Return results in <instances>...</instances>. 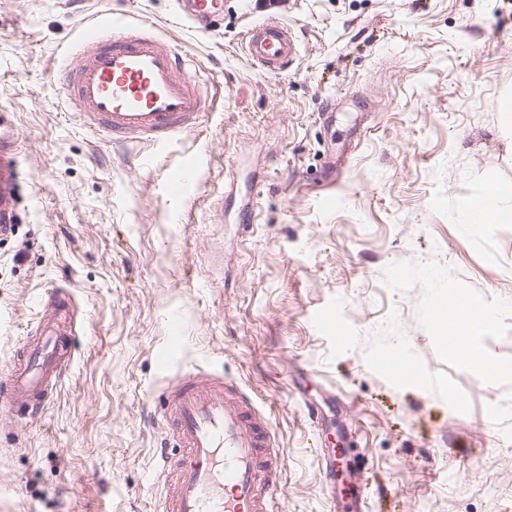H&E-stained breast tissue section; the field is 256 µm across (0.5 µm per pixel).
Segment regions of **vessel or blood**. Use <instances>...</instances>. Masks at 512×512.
I'll use <instances>...</instances> for the list:
<instances>
[{
  "mask_svg": "<svg viewBox=\"0 0 512 512\" xmlns=\"http://www.w3.org/2000/svg\"><path fill=\"white\" fill-rule=\"evenodd\" d=\"M219 0H187L181 12L193 27L208 28ZM76 56L62 91L75 102L84 127L115 142L161 144L194 129L216 107L188 65L153 23L104 9L76 27ZM246 56L264 74L285 71L298 53L287 25L269 20L248 29ZM18 137L0 124V222L16 205ZM197 180L187 162L172 171L168 188L185 190ZM44 339L15 356L0 396L20 418L41 417L57 392L73 344L60 340L53 317L42 323ZM166 431L176 454L161 457L159 512H284L280 447L269 414L223 374L198 368L170 377L148 419Z\"/></svg>",
  "mask_w": 512,
  "mask_h": 512,
  "instance_id": "obj_1",
  "label": "vessel or blood"
}]
</instances>
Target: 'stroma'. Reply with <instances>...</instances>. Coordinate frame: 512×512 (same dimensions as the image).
Returning <instances> with one entry per match:
<instances>
[{"label": "stroma", "instance_id": "stroma-1", "mask_svg": "<svg viewBox=\"0 0 512 512\" xmlns=\"http://www.w3.org/2000/svg\"><path fill=\"white\" fill-rule=\"evenodd\" d=\"M111 2L223 106L166 145L111 144L57 81L102 0H0V118L27 174L0 236V377L53 289L79 307L54 403L33 421L0 403V512H155L170 442L147 416L190 365L270 412L285 512H348L322 467L336 440L368 512H512V220L466 215L512 190V0H224L208 32L174 0ZM271 18L298 40L277 76L241 47ZM457 296L496 311L491 371L435 324ZM197 173V167L193 162H185L169 175L168 189L170 191L185 190L191 183L197 181Z\"/></svg>", "mask_w": 512, "mask_h": 512}]
</instances>
